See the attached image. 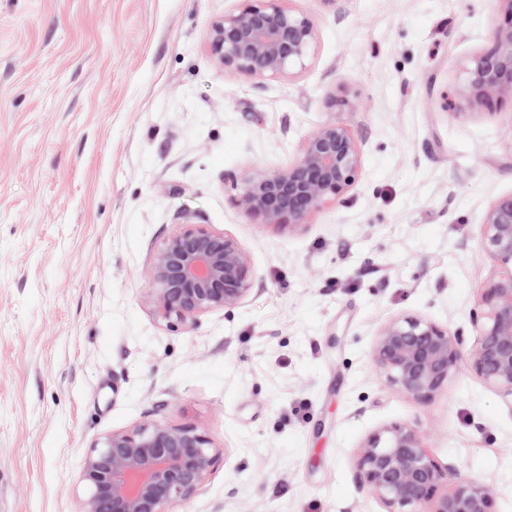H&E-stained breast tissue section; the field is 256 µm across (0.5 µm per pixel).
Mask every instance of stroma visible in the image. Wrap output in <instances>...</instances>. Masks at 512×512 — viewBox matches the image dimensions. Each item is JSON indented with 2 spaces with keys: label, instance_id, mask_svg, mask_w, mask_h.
Instances as JSON below:
<instances>
[{
  "label": "stroma",
  "instance_id": "35a3bbf8",
  "mask_svg": "<svg viewBox=\"0 0 512 512\" xmlns=\"http://www.w3.org/2000/svg\"><path fill=\"white\" fill-rule=\"evenodd\" d=\"M286 5L316 24L308 65L253 80L207 51L238 0H0V512H77L90 446L147 419L218 449L175 512H383L354 453L395 421L512 512V404L466 370L419 400L370 359L393 316L469 333L494 272L512 107L450 105L506 4ZM329 121L361 144L345 204L289 228L237 207ZM187 221L235 236L258 283L173 330L146 290Z\"/></svg>",
  "mask_w": 512,
  "mask_h": 512
}]
</instances>
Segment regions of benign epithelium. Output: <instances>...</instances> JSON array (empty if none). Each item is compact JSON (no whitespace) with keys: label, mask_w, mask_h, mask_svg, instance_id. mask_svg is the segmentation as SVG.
Wrapping results in <instances>:
<instances>
[{"label":"benign epithelium","mask_w":512,"mask_h":512,"mask_svg":"<svg viewBox=\"0 0 512 512\" xmlns=\"http://www.w3.org/2000/svg\"><path fill=\"white\" fill-rule=\"evenodd\" d=\"M238 2L213 25L209 52L224 68L264 79L306 65L316 40L311 18L284 7V0ZM506 2L492 46L471 61L458 89L469 109L512 103V0ZM360 164L354 134L328 122L306 137L294 165L250 176L237 204L263 224L302 225L317 209L346 202ZM482 235L495 272L470 313L472 339L425 317L386 320L371 360L387 386L428 400L467 368L512 401V193L489 205ZM256 284L252 258L236 238L185 223L155 251L147 298L156 317L173 327L241 306ZM216 456L212 438L198 426L146 420L115 430L86 454L77 512H171L201 488ZM354 469L385 512H494L495 487L462 474L452 461L440 464L409 423L369 434L355 452Z\"/></svg>","instance_id":"obj_1"}]
</instances>
